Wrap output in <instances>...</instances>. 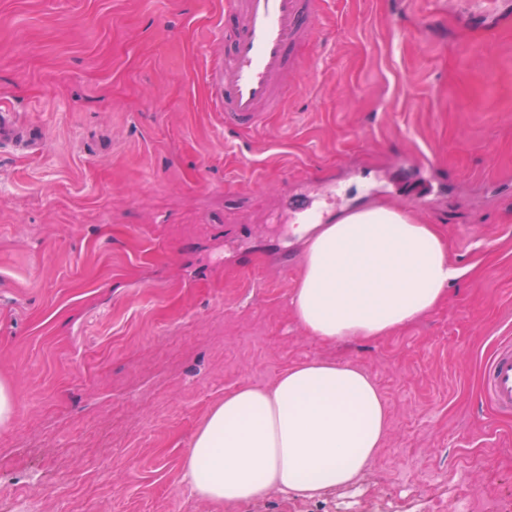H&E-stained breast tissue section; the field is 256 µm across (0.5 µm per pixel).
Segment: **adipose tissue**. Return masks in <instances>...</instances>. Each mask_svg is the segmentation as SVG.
Masks as SVG:
<instances>
[{
  "mask_svg": "<svg viewBox=\"0 0 512 512\" xmlns=\"http://www.w3.org/2000/svg\"><path fill=\"white\" fill-rule=\"evenodd\" d=\"M300 231L304 262L291 309L323 342L387 336L436 310L466 273L450 262L439 227L401 206L364 205ZM388 431V405L367 372L307 360L269 385L225 392L190 443L184 477L216 505L272 492L316 498L356 484Z\"/></svg>",
  "mask_w": 512,
  "mask_h": 512,
  "instance_id": "ef3b65f1",
  "label": "adipose tissue"
}]
</instances>
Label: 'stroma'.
Wrapping results in <instances>:
<instances>
[{
	"mask_svg": "<svg viewBox=\"0 0 512 512\" xmlns=\"http://www.w3.org/2000/svg\"><path fill=\"white\" fill-rule=\"evenodd\" d=\"M501 2L329 0L282 109L228 129L208 84L224 0H0V97L43 130L35 153L0 150V512H336L346 489L228 508L184 479L226 391L313 358L359 366L388 404L357 512H432L460 466L512 492V414L481 388L512 333ZM366 202L438 225L468 273L391 335L324 343L289 307L296 229Z\"/></svg>",
	"mask_w": 512,
	"mask_h": 512,
	"instance_id": "obj_1",
	"label": "stroma"
}]
</instances>
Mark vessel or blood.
<instances>
[{"mask_svg": "<svg viewBox=\"0 0 512 512\" xmlns=\"http://www.w3.org/2000/svg\"><path fill=\"white\" fill-rule=\"evenodd\" d=\"M323 0H226L224 54L210 76V92L224 112V124L245 129L263 113L279 111L288 76L298 69L301 46L312 38V17ZM30 127L0 107V146L32 144ZM482 392L503 413L512 412V336L498 337L483 362Z\"/></svg>", "mask_w": 512, "mask_h": 512, "instance_id": "vessel-or-blood-1", "label": "vessel or blood"}]
</instances>
